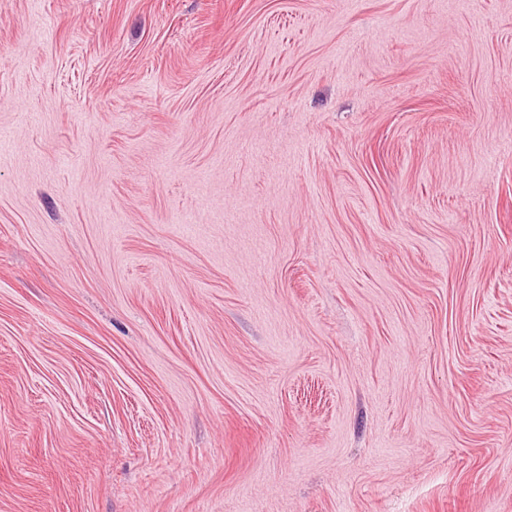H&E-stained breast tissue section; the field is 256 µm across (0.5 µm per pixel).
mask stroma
<instances>
[{
	"label": "stroma",
	"mask_w": 512,
	"mask_h": 512,
	"mask_svg": "<svg viewBox=\"0 0 512 512\" xmlns=\"http://www.w3.org/2000/svg\"><path fill=\"white\" fill-rule=\"evenodd\" d=\"M0 512H512V0H0Z\"/></svg>",
	"instance_id": "1"
}]
</instances>
